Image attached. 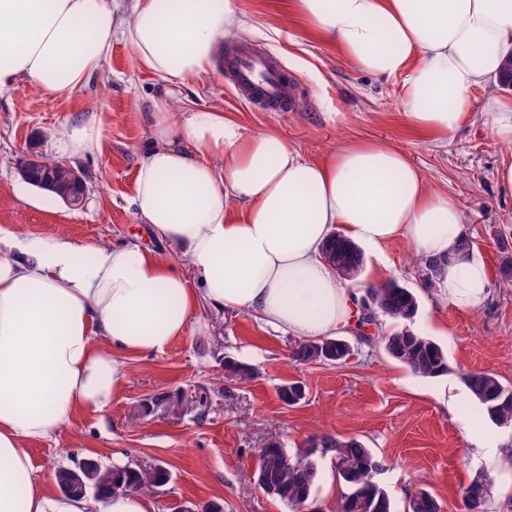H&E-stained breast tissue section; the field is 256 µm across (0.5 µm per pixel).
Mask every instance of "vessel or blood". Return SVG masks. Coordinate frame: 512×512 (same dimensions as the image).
Returning a JSON list of instances; mask_svg holds the SVG:
<instances>
[{
  "label": "vessel or blood",
  "mask_w": 512,
  "mask_h": 512,
  "mask_svg": "<svg viewBox=\"0 0 512 512\" xmlns=\"http://www.w3.org/2000/svg\"><path fill=\"white\" fill-rule=\"evenodd\" d=\"M224 79L234 95L254 112H285L297 101V85L271 53L240 43L224 51Z\"/></svg>",
  "instance_id": "1"
}]
</instances>
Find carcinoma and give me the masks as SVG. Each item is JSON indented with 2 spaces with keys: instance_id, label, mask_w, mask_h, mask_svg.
<instances>
[{
  "instance_id": "cac0c4a2",
  "label": "carcinoma",
  "mask_w": 512,
  "mask_h": 512,
  "mask_svg": "<svg viewBox=\"0 0 512 512\" xmlns=\"http://www.w3.org/2000/svg\"><path fill=\"white\" fill-rule=\"evenodd\" d=\"M26 179L38 187L67 202L85 192L84 174H76L66 160L52 161L51 168L43 173L32 169ZM327 260L336 267L340 276L351 282L360 273L362 250L346 239H334L325 247ZM368 301L375 314L385 316L399 327L381 337L386 354L422 377L434 378L450 370L443 347L433 338L413 332L405 322L418 311L417 295L392 279L368 291ZM335 338L299 342L293 345L292 359L301 364L316 362L335 363ZM465 384L473 400L480 406L482 416L499 426L512 425V387L503 384L495 374L486 371L471 372ZM304 388L297 382L279 388L280 399L295 405L303 399ZM333 454L336 475L345 486L340 512H394L392 502L383 488L375 481L381 463L372 449L356 438L338 439L323 437L309 441L307 447L295 453L288 452L277 443L261 449L256 469V483L267 494L281 502L300 509L313 496L319 479L316 457ZM56 483L65 495H78L76 488L83 486L95 492L96 497L124 490L151 492L168 482L163 468L155 470L153 479H141L136 472L124 465H101L76 472L61 468L55 474ZM490 481L485 476L473 479L462 489L466 512H486ZM408 512H440L437 499L426 489H419L409 497Z\"/></svg>"
}]
</instances>
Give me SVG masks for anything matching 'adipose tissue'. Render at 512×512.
<instances>
[{"label": "adipose tissue", "instance_id": "1", "mask_svg": "<svg viewBox=\"0 0 512 512\" xmlns=\"http://www.w3.org/2000/svg\"><path fill=\"white\" fill-rule=\"evenodd\" d=\"M291 12L353 68L400 79L410 126L440 140L468 117L469 94L498 80L512 53V0H290ZM251 28L237 0H0V93L20 80L66 97L122 37L139 67L172 85L206 73L219 40ZM131 204L139 223L180 247L179 265L121 245L0 232V512H154L142 492L64 496L27 448L102 412L125 359L163 352L198 308L250 310L305 340L354 325L353 286L323 249L336 235L373 251L406 240L441 259L436 294L481 310L484 262L463 249L458 202L408 155L347 142L318 159L279 134L248 133L223 110L154 103ZM198 287H190L186 269Z\"/></svg>", "mask_w": 512, "mask_h": 512}]
</instances>
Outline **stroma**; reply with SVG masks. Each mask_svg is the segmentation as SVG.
<instances>
[{
	"label": "stroma",
	"mask_w": 512,
	"mask_h": 512,
	"mask_svg": "<svg viewBox=\"0 0 512 512\" xmlns=\"http://www.w3.org/2000/svg\"><path fill=\"white\" fill-rule=\"evenodd\" d=\"M252 30L246 42L277 57L295 75L299 99L288 112H253L236 102L224 84L223 48H216L201 78L183 85L175 105L212 107L230 114L246 131L273 130L319 158L346 141L370 140L403 150L436 190L461 207L466 236L484 261L491 298L478 312L453 308L427 288L406 241L366 256L361 274L396 279L419 298L410 323L448 352L450 370L423 378L392 361L379 339L347 334L353 352L339 364L301 365L291 360L295 336L273 329L245 310L195 313L187 333L163 353L133 357L118 397L100 413L30 444L38 476L76 468L93 459L103 465L164 467L166 485L151 498L157 512L184 505H219L223 512H290L288 505L252 483L261 448L276 442L288 450L330 435L355 437L377 455L376 482L404 512L410 494L429 490L442 512H465L460 489L479 473L491 479L488 512H512V472L486 462L467 430L478 408L465 390L472 371H488L512 386V281L499 267L512 258V193L495 172L512 147L491 137L486 92L470 94L468 119L448 138L433 142L416 132L399 102L400 82L352 68L334 45L318 40L285 0H239ZM169 85L141 69L130 45L112 41L100 73L70 97L54 98L26 80L0 96V230L20 237L57 235L118 243L139 237L144 247L171 260L178 249L146 233L127 204L138 159L150 132L142 115L169 97ZM96 123L100 153L76 158L85 177L81 208L25 183L19 169L39 152L55 158L70 127ZM252 369L242 380L228 362ZM292 381L305 388L290 406L278 396ZM317 512H339L345 487L331 456L318 458Z\"/></svg>",
	"instance_id": "35a3bbf8"
}]
</instances>
